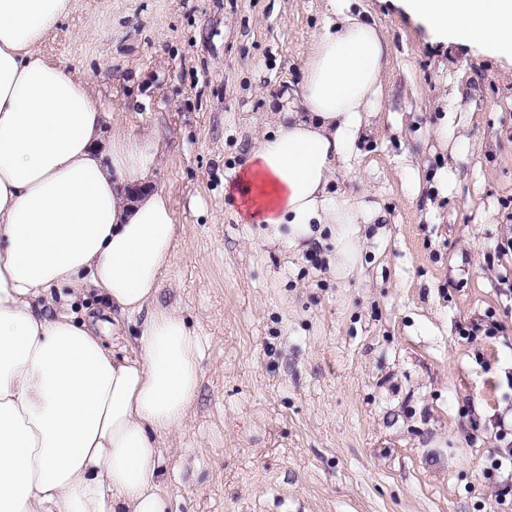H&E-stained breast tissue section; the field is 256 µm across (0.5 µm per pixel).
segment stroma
<instances>
[{
  "instance_id": "obj_1",
  "label": "stroma",
  "mask_w": 512,
  "mask_h": 512,
  "mask_svg": "<svg viewBox=\"0 0 512 512\" xmlns=\"http://www.w3.org/2000/svg\"><path fill=\"white\" fill-rule=\"evenodd\" d=\"M352 6L392 55L338 181L383 221L341 277L331 244L266 243L239 190L323 0H71L41 47L91 84L111 131L161 133L158 182L181 243L159 301L201 340L197 398L159 468L171 512L497 508L489 466L512 416V255L497 250L512 237V62L438 40L397 0ZM464 63L479 148L456 162L434 139L432 103ZM451 163L462 180L445 195L430 176Z\"/></svg>"
}]
</instances>
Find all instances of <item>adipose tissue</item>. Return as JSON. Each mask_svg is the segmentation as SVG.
Returning <instances> with one entry per match:
<instances>
[{"label": "adipose tissue", "mask_w": 512, "mask_h": 512, "mask_svg": "<svg viewBox=\"0 0 512 512\" xmlns=\"http://www.w3.org/2000/svg\"><path fill=\"white\" fill-rule=\"evenodd\" d=\"M433 35L512 57V0H402ZM71 0H0V512H168L161 442L193 407L200 340L162 305L179 242L156 188L159 138H104L88 82L40 47ZM390 46L351 0H325L300 80L266 113L240 168L267 240L297 248L330 232L335 273L379 213L336 191L376 112ZM459 89L435 136L470 149ZM96 292L112 338L141 316L140 353L117 360L98 321L65 309Z\"/></svg>", "instance_id": "adipose-tissue-1"}]
</instances>
